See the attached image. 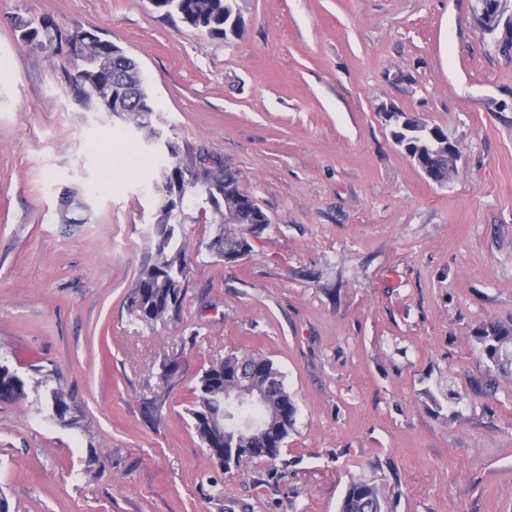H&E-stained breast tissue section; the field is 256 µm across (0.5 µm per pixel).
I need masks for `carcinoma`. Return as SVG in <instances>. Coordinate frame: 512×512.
<instances>
[{"label": "carcinoma", "instance_id": "obj_1", "mask_svg": "<svg viewBox=\"0 0 512 512\" xmlns=\"http://www.w3.org/2000/svg\"><path fill=\"white\" fill-rule=\"evenodd\" d=\"M155 11L164 16H177L188 22L192 29L210 37L226 38L230 34L229 25L235 14L233 0H159ZM36 26L33 35H42L44 50H55L65 41L76 48L68 55V65L62 68L65 74H73L74 82L68 83L73 99L82 107L101 111L98 96V84L103 78L98 60L103 47L100 41L91 39V30L76 29L71 33H62L47 17L38 22L20 21L18 31L23 33L29 27ZM128 121L145 132L150 140L158 135V130L150 119L136 109L128 113ZM393 137L404 151H417L419 144L426 141L423 123L415 117L402 113ZM203 149L186 147L171 155L172 162L166 166V173L180 180L192 171L195 157ZM424 164L435 172L442 183L448 181V164L434 153H427ZM199 211L209 215V223L217 225L216 234L206 244L213 255L224 256V252L233 251L237 241L232 230L224 228V213L212 212L210 206H201ZM169 215L160 211L151 224L149 234L150 255L141 265L134 287L130 294V304L137 315L146 322L164 321L177 313L185 296V288L190 273L189 248L185 239L179 236L177 229L163 235L156 226L169 224ZM483 354L501 371L512 368V323L489 322L478 327L473 334ZM49 376L45 375L29 385L27 381L8 366L0 368V401L22 402L29 393L39 394L47 386ZM236 384L244 385L251 391L262 394L261 403L246 409L236 410L225 399L224 390ZM51 416L68 425L77 422L72 415L69 396L59 388L48 389L46 395ZM233 414L234 419L224 422L223 427L216 421L225 413ZM296 404L284 385L283 375L274 363L255 353L231 352L224 359L202 369L195 386V401L188 409L195 432L210 454L219 464H224V448H263L262 460H276L295 424ZM272 421L277 434L264 443L259 436L247 428L249 422ZM387 497L378 484L369 479H357L348 483L340 502L339 512H387Z\"/></svg>", "mask_w": 512, "mask_h": 512}]
</instances>
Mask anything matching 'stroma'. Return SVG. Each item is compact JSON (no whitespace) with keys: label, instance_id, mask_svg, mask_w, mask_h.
Returning a JSON list of instances; mask_svg holds the SVG:
<instances>
[{"label":"stroma","instance_id":"35a3bbf8","mask_svg":"<svg viewBox=\"0 0 512 512\" xmlns=\"http://www.w3.org/2000/svg\"><path fill=\"white\" fill-rule=\"evenodd\" d=\"M475 5L234 0L241 25L223 39L149 0H0V353L51 375L79 419L0 402L10 512H338L359 477L388 512H512V375L473 338L512 320V50ZM43 17L135 58L154 124L235 170L271 219L228 265L187 209L177 318L145 322L128 300L158 155L76 104L64 55L20 41L17 22ZM386 108L457 143L447 185L395 143ZM66 193L81 223L62 222ZM230 351L272 360L297 404L279 459L238 473L187 413L201 369Z\"/></svg>","mask_w":512,"mask_h":512}]
</instances>
